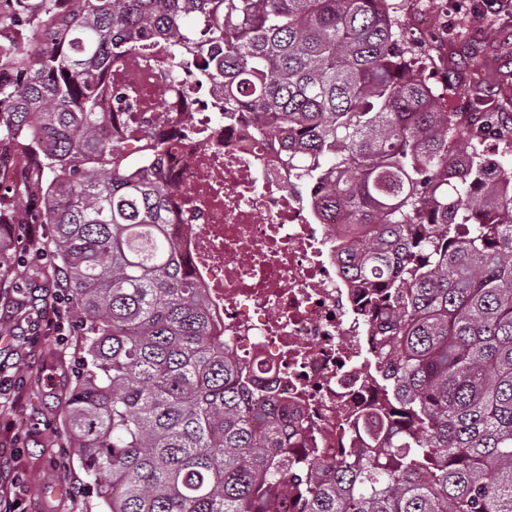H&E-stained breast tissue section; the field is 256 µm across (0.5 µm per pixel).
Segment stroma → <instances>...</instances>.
<instances>
[{
	"label": "stroma",
	"instance_id": "stroma-1",
	"mask_svg": "<svg viewBox=\"0 0 512 512\" xmlns=\"http://www.w3.org/2000/svg\"><path fill=\"white\" fill-rule=\"evenodd\" d=\"M406 24L418 15L437 16L427 34L416 37L419 76L452 96L470 97L467 67L473 52L492 47L495 61L481 77L478 91L489 112L512 119V92L502 85L512 74V12L498 15L476 29L471 15L459 10L457 0H394ZM44 289H37L30 309L22 317H5L9 328L0 340V374L17 381L22 399L18 406L0 407V448L18 441L16 466L28 483L27 512H102L92 479L72 449L55 434L57 415L69 392L70 378L79 363L74 346L77 316L65 311L63 329L40 327L52 315Z\"/></svg>",
	"mask_w": 512,
	"mask_h": 512
}]
</instances>
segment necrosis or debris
<instances>
[{
  "instance_id": "necrosis-or-debris-1",
  "label": "necrosis or debris",
  "mask_w": 512,
  "mask_h": 512,
  "mask_svg": "<svg viewBox=\"0 0 512 512\" xmlns=\"http://www.w3.org/2000/svg\"><path fill=\"white\" fill-rule=\"evenodd\" d=\"M35 7L18 0L0 22L1 51L40 39L30 21ZM169 51L157 40L113 64L108 86L135 108L117 109L103 96L112 120L100 133L123 141L132 160L160 167L172 183L191 185L169 198L168 233L203 290L212 334L223 338L226 356L300 414L307 438L296 456L335 464L363 448L354 420L384 397L369 291L349 287L336 265L346 219L337 211L314 214L279 165L281 139L254 134L258 116L248 103L227 123L214 110L222 85L164 75ZM148 127L166 141L165 151L145 152Z\"/></svg>"
}]
</instances>
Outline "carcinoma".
I'll use <instances>...</instances> for the list:
<instances>
[{
  "mask_svg": "<svg viewBox=\"0 0 512 512\" xmlns=\"http://www.w3.org/2000/svg\"><path fill=\"white\" fill-rule=\"evenodd\" d=\"M45 43L0 55V199L37 188L36 241L0 239L11 315L67 284L81 353L59 434L104 512H512V152L496 112H449L409 64L391 0H40ZM162 34L163 69L224 83L281 136L282 164L360 235L342 275L377 297L387 397L354 422L366 447L315 481L306 438L210 334L170 238L173 187L98 127L112 62ZM27 160L20 169L17 160Z\"/></svg>",
  "mask_w": 512,
  "mask_h": 512,
  "instance_id": "cac0c4a2",
  "label": "carcinoma"
}]
</instances>
